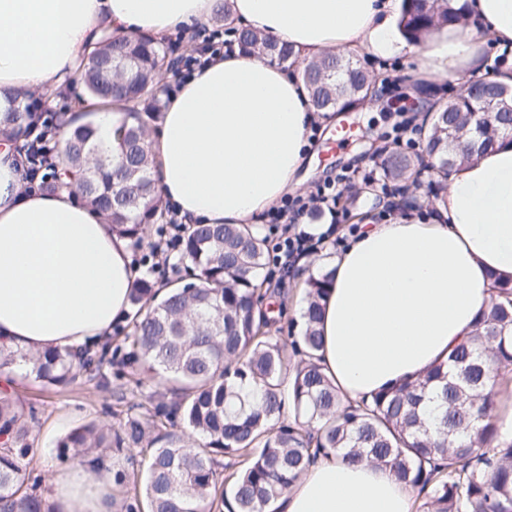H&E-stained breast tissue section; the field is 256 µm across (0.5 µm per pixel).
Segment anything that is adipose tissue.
Wrapping results in <instances>:
<instances>
[{
    "instance_id": "obj_1",
    "label": "adipose tissue",
    "mask_w": 512,
    "mask_h": 512,
    "mask_svg": "<svg viewBox=\"0 0 512 512\" xmlns=\"http://www.w3.org/2000/svg\"><path fill=\"white\" fill-rule=\"evenodd\" d=\"M218 0H0V117L8 93L46 105L102 29L163 38L211 18ZM235 25L292 44L407 56L429 79L481 72L487 42L512 48V0H468L466 21L407 43L400 0H230ZM325 117L302 82L267 57H212L171 96L151 138L158 187L185 224H255L299 184ZM20 146L0 137V347L37 352L102 342L129 312L136 278L126 237L64 190L28 189ZM321 363L345 400L446 360L512 275V139L459 165L430 218L362 225L331 265ZM60 512H112L104 474L57 481ZM389 468L320 459L275 512H412Z\"/></svg>"
}]
</instances>
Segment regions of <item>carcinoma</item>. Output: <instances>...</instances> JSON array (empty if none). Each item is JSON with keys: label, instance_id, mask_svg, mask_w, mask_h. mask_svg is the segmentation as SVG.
<instances>
[{"label": "carcinoma", "instance_id": "cac0c4a2", "mask_svg": "<svg viewBox=\"0 0 512 512\" xmlns=\"http://www.w3.org/2000/svg\"><path fill=\"white\" fill-rule=\"evenodd\" d=\"M465 21L453 0H402L399 29L421 45L434 30ZM240 49L290 68L322 112H346L369 102L376 76L350 55L328 52L302 60L293 47L249 29ZM177 50L149 36L101 35L80 71L84 114L114 109L129 121L119 129L117 164L100 155L89 122H66L60 162L44 178L46 192L74 190L107 223L141 249L150 226L163 220L156 162L147 131L159 111V81ZM512 85L491 79L467 83L454 106L430 107L424 153L396 148L378 155L381 178L416 192L429 172L436 200L457 165L512 138V110L487 124L472 113ZM33 93L14 97L0 129L27 142L38 122ZM179 260L190 264L195 287L174 284L165 293L149 278L134 283L124 360L135 366L142 401L121 412L117 429L94 424L58 443L61 455L100 470L103 451H136L132 473L117 471L122 499L115 512H269L272 503L319 458L371 462L392 470L426 498L427 512H512V439H500L492 421L497 392L491 382L512 368V277H493L492 295L472 333L416 376L343 403L321 365L319 330L332 271L303 281L302 335L290 344L270 336L261 303L270 281L266 239L253 224H192L180 238ZM297 356L287 371L288 356ZM21 359L37 377L71 384L105 378L107 352L76 357L69 348L20 353L0 348V366ZM436 395L439 418L421 405ZM289 413L291 420L284 418ZM28 424L17 405L0 397V512H54L38 492V478L21 465L29 452ZM242 457L244 467L224 476L220 458Z\"/></svg>", "mask_w": 512, "mask_h": 512}]
</instances>
